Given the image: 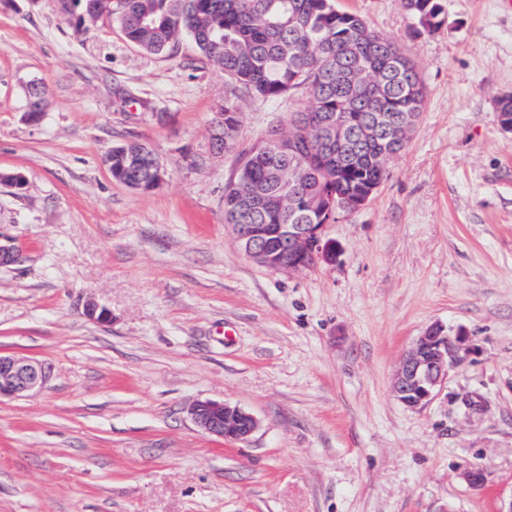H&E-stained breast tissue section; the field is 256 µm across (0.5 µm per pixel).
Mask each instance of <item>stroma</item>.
<instances>
[{"mask_svg": "<svg viewBox=\"0 0 512 512\" xmlns=\"http://www.w3.org/2000/svg\"><path fill=\"white\" fill-rule=\"evenodd\" d=\"M395 41L426 87L420 124L373 199L326 233L336 265L285 272L224 222L240 151L287 127L306 91L241 89L183 40L155 55L110 19L0 0V353L45 361L0 401V512H507L512 506V7L336 0ZM46 105L30 120L28 88ZM240 146L212 149L225 101ZM136 141L166 180L140 191L104 158ZM112 314L91 320L87 300ZM469 350L419 410L392 379L432 323ZM254 414L245 441L188 409ZM479 467L483 486L467 470ZM404 10L423 28L427 31H433L438 28L441 23V15L443 7L439 0H402ZM428 17L429 27L422 23V17ZM189 414L199 429L228 441H243L258 426L257 419L251 413L214 400L195 402L190 407Z\"/></svg>", "mask_w": 512, "mask_h": 512, "instance_id": "stroma-1", "label": "stroma"}]
</instances>
